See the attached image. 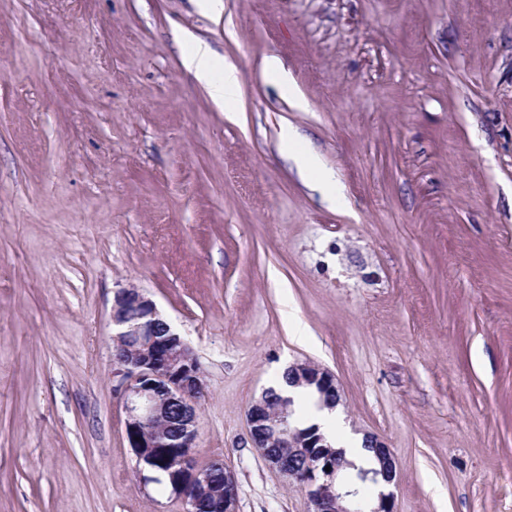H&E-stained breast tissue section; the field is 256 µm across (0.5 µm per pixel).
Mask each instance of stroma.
<instances>
[{
  "instance_id": "obj_1",
  "label": "stroma",
  "mask_w": 512,
  "mask_h": 512,
  "mask_svg": "<svg viewBox=\"0 0 512 512\" xmlns=\"http://www.w3.org/2000/svg\"><path fill=\"white\" fill-rule=\"evenodd\" d=\"M221 2L0 0V512H185L125 436L123 288L197 358L195 456L239 512L311 510L248 436L294 361L334 375L344 437L388 444L395 512H512V0ZM196 39L238 70L231 110ZM186 68L196 80L204 84L217 104L229 108L238 95L239 80L231 64L220 66L213 50L205 43L196 42L185 57ZM291 156L298 167L313 179L315 188L319 189L328 199L336 201L339 189L334 175L321 170L317 159L309 151L292 153Z\"/></svg>"
}]
</instances>
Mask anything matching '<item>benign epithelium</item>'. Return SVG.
Here are the masks:
<instances>
[{
    "mask_svg": "<svg viewBox=\"0 0 512 512\" xmlns=\"http://www.w3.org/2000/svg\"><path fill=\"white\" fill-rule=\"evenodd\" d=\"M112 323L116 327L114 341L135 336L138 346L118 360L115 372L119 394L125 412V434L132 449L136 466L144 474L143 448H180L179 469L195 474V448L199 433L198 404L203 391L200 367L185 340L177 334L161 315L155 303L134 288L123 289L116 295L112 308ZM301 383L317 379L320 386L333 396L332 403L341 400L335 378L321 367L307 362L292 363L288 367ZM292 397L282 398L280 413L268 415L265 396L254 399L247 411L249 438L259 456L270 468L289 480L297 479L292 469L293 459H309V472L301 481L311 512H354L357 492L347 488L340 476L346 466L341 451L332 454L322 446L308 447L306 439L298 440L286 419ZM177 412V432L174 439L153 431L155 424ZM369 447L375 449L379 470L375 474L387 485L396 484L397 465L384 441L367 436ZM288 445V454L270 453L272 448ZM213 468L224 477V497L220 512H239L238 483L234 472L224 466V460L212 461ZM330 470H325V467ZM362 512H394V492H381L376 499H367Z\"/></svg>",
    "mask_w": 512,
    "mask_h": 512,
    "instance_id": "7a95c632",
    "label": "benign epithelium"
}]
</instances>
